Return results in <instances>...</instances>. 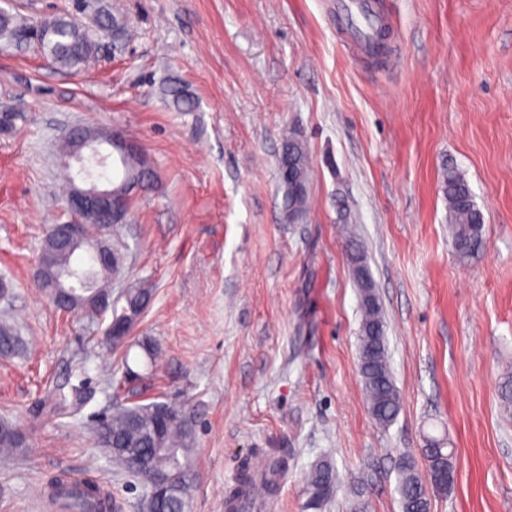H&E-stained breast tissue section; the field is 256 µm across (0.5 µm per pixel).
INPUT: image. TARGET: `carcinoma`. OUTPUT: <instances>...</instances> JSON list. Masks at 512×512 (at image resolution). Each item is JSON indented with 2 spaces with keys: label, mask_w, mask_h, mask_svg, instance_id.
Here are the masks:
<instances>
[{
  "label": "carcinoma",
  "mask_w": 512,
  "mask_h": 512,
  "mask_svg": "<svg viewBox=\"0 0 512 512\" xmlns=\"http://www.w3.org/2000/svg\"><path fill=\"white\" fill-rule=\"evenodd\" d=\"M81 12L89 13L90 22L84 23L68 16H54L44 20L47 29L38 28L39 22L20 21L4 10L0 12V39L7 45L21 47L37 44L51 63L62 69H75L89 62L98 48V36L110 33L122 37L124 23L112 16L100 0H81ZM172 103L181 112H191L194 101L179 86L168 90ZM147 156L143 151L127 156L122 181L115 184L119 193L126 191L123 181L150 183L154 173L143 171ZM278 174L288 173V180H279L283 218L291 214L304 215L310 203L311 170L308 148L304 140L288 134L282 142L277 158ZM441 190L448 200L450 234L455 251L463 261L478 259L484 251V214L475 204L472 190L465 176L454 166L444 168ZM85 237L94 244L106 234L100 218L87 214L83 218ZM346 257L350 265L368 271L362 248L356 238H345ZM151 298L149 289L132 286L126 289L125 303L144 311ZM359 331V372L364 382L368 411L381 426L392 424L399 413L400 395L395 386L387 345V336L377 340L366 333L374 325L385 326L383 305L379 297L362 301ZM20 337L12 326L0 325V356H10L19 350ZM87 387L74 389L72 400L62 395L50 400L47 415L56 417L78 408L86 401ZM500 405L507 416L512 414V374L503 377L499 386ZM93 432L98 447L104 449L109 463L119 472L140 481L147 478L145 466L169 472L175 488L169 496L154 502L144 498L145 512H187L188 492L195 478L194 456L196 435L193 420L181 408L168 402L132 405L116 404L95 416ZM26 448L22 433L0 435V456L15 457ZM285 467L282 459H269L262 473L255 472L249 460L241 464L236 485L229 491L231 512H244L252 507L250 493L257 479H262L274 493V476ZM424 472L415 462L404 458L398 463L396 491L402 512H430V498L423 487ZM47 488L70 509V512H104L99 486L90 480H76L65 473L48 479ZM337 475L333 462L321 459L310 466L304 476L305 508L318 512L334 496Z\"/></svg>",
  "instance_id": "carcinoma-1"
}]
</instances>
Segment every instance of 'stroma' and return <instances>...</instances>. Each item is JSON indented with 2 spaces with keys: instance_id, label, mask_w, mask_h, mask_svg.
Returning a JSON list of instances; mask_svg holds the SVG:
<instances>
[{
  "instance_id": "35a3bbf8",
  "label": "stroma",
  "mask_w": 512,
  "mask_h": 512,
  "mask_svg": "<svg viewBox=\"0 0 512 512\" xmlns=\"http://www.w3.org/2000/svg\"><path fill=\"white\" fill-rule=\"evenodd\" d=\"M337 2L103 0L127 36L103 35L90 66L0 50V113L15 115L0 126V320L23 341L0 357V415L29 443L0 462V512H33L59 470L141 512L86 413L43 412L83 382L89 411L172 401L191 415L189 512H225L240 463L272 452L288 467L274 496L256 488L261 512H305L301 479L324 455L338 483L321 512H401L398 463L424 465L433 439L453 449L457 479L431 512H512V417L498 401L512 373V0H377L378 62L340 29ZM173 83L196 111H177ZM76 123L123 131L157 174L111 237L113 288L152 293L126 353L106 344L107 318L57 311L35 281L47 225L71 219L56 142ZM291 130L312 168L298 224L282 220L276 168ZM448 164L485 217L469 263L448 238ZM347 229L384 305L401 395L388 427L363 401Z\"/></svg>"
}]
</instances>
